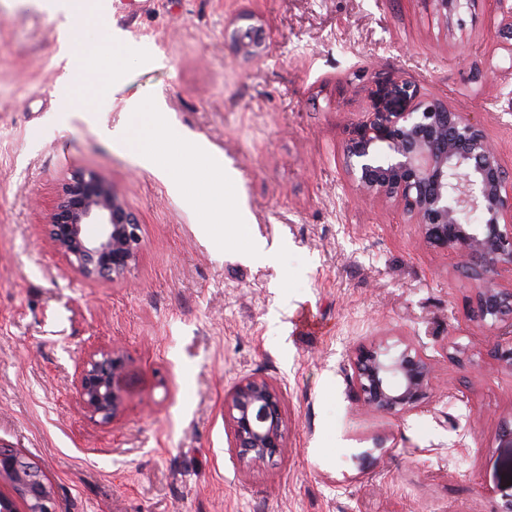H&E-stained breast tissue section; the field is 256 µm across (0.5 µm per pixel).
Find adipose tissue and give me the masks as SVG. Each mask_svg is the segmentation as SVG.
Listing matches in <instances>:
<instances>
[{"instance_id":"adipose-tissue-1","label":"adipose tissue","mask_w":512,"mask_h":512,"mask_svg":"<svg viewBox=\"0 0 512 512\" xmlns=\"http://www.w3.org/2000/svg\"><path fill=\"white\" fill-rule=\"evenodd\" d=\"M206 177L212 186V194L206 202L210 232L218 244L227 246L234 242L235 229L241 222V214L234 205V179L216 161L210 162Z\"/></svg>"}]
</instances>
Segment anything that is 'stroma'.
<instances>
[{
  "label": "stroma",
  "instance_id": "35a3bbf8",
  "mask_svg": "<svg viewBox=\"0 0 512 512\" xmlns=\"http://www.w3.org/2000/svg\"><path fill=\"white\" fill-rule=\"evenodd\" d=\"M88 23L52 0H0V444L39 463L56 512H499L512 503V371L465 317L472 290L402 206L360 196L347 145L362 121L422 98L476 117L512 170V55L502 9L451 16L425 0H94ZM260 29L257 56L235 38ZM484 69L486 82L472 79ZM87 120L66 119V96ZM163 109L172 150L201 142L236 180L225 248L179 176L115 135ZM136 215L124 282L83 279L47 236L73 172ZM278 262L249 258L252 243ZM314 313L318 333L300 331ZM437 356L424 408L365 413L348 360L373 341ZM469 345L471 364L442 357ZM128 357L126 406L90 418L73 388L95 348ZM260 376L281 392L286 447L239 463L224 397ZM385 441L374 447L375 438ZM371 452L361 467L358 457Z\"/></svg>",
  "mask_w": 512,
  "mask_h": 512
}]
</instances>
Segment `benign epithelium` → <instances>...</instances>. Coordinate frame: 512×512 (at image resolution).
I'll return each mask as SVG.
<instances>
[{
  "label": "benign epithelium",
  "instance_id": "obj_1",
  "mask_svg": "<svg viewBox=\"0 0 512 512\" xmlns=\"http://www.w3.org/2000/svg\"><path fill=\"white\" fill-rule=\"evenodd\" d=\"M358 183L377 198L394 199L418 224L424 244L456 255L474 287L466 318L495 331L490 355L512 371V287L499 282L512 272V172L505 169L482 126L438 100L422 99L410 112L367 120L347 146ZM478 213L481 223L460 216ZM98 226L89 236L85 227ZM54 246L88 281L119 282L135 266L142 247L140 224L95 174L75 172L60 187L47 216ZM448 360L473 361L469 347L454 342ZM128 358L119 348L88 355L74 389L91 417L108 424L125 409ZM353 380L369 411L404 415L422 407L434 384L435 364L419 346L393 351L386 342L358 347L350 356ZM230 448L241 462L264 463L280 455L287 417L279 389L249 376L225 396ZM0 512H55L46 471L16 448L0 445Z\"/></svg>",
  "mask_w": 512,
  "mask_h": 512
}]
</instances>
